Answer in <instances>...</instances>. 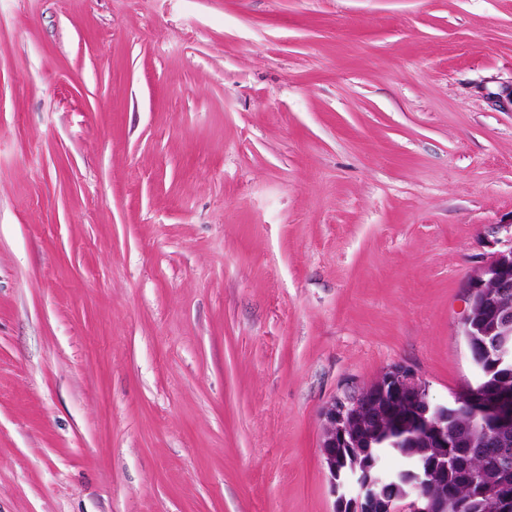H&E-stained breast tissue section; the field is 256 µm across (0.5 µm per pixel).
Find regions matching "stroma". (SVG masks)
Instances as JSON below:
<instances>
[{"mask_svg":"<svg viewBox=\"0 0 512 512\" xmlns=\"http://www.w3.org/2000/svg\"><path fill=\"white\" fill-rule=\"evenodd\" d=\"M512 0H0V512H334L323 408L475 379Z\"/></svg>","mask_w":512,"mask_h":512,"instance_id":"obj_1","label":"stroma"}]
</instances>
